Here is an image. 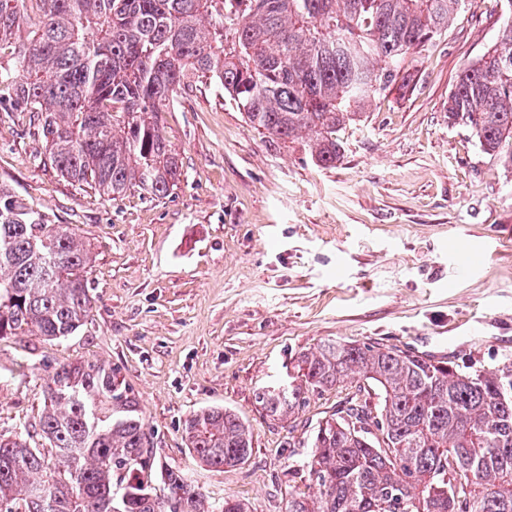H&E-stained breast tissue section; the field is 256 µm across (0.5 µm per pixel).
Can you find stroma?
<instances>
[{
    "mask_svg": "<svg viewBox=\"0 0 512 512\" xmlns=\"http://www.w3.org/2000/svg\"><path fill=\"white\" fill-rule=\"evenodd\" d=\"M19 10L0 70H16L39 23L34 0ZM511 16L506 0H464L409 62L410 88L373 100L343 132L332 168L194 80L161 114L183 165L162 199L71 185L43 163L31 113L0 105V186L70 225L93 256V308L75 336L0 339V434L34 431L53 369L95 358L138 399L158 469L186 472L209 503L285 512L310 484V430L346 396L331 389L269 417L255 394L286 382L299 353L341 340L512 363V171L445 110L459 70ZM211 407L250 426L246 463L211 468L190 454L184 422Z\"/></svg>",
    "mask_w": 512,
    "mask_h": 512,
    "instance_id": "1",
    "label": "stroma"
}]
</instances>
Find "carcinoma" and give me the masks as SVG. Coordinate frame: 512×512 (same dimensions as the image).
Wrapping results in <instances>:
<instances>
[{
    "label": "carcinoma",
    "instance_id": "cac0c4a2",
    "mask_svg": "<svg viewBox=\"0 0 512 512\" xmlns=\"http://www.w3.org/2000/svg\"><path fill=\"white\" fill-rule=\"evenodd\" d=\"M20 0H0V42ZM463 0H36L40 31L0 103L30 112L45 160L78 187L117 198L165 197L180 180L160 108L208 75L266 137L303 143L329 168L341 133L392 85L407 57L448 30ZM448 120L512 170V22L464 65ZM0 187V339H65L92 309L90 245L67 224L29 219ZM288 383L257 391L272 417L357 378V392L309 435L315 494L287 512H512V365H453L396 346L328 342L295 359ZM374 394L373 404L364 396ZM38 432L0 435V512H249L226 499L204 509L185 473L152 486L145 420L117 369L60 366L41 394ZM43 444H37L33 436ZM187 448L212 468L236 467L253 433L210 408L185 424Z\"/></svg>",
    "mask_w": 512,
    "mask_h": 512
}]
</instances>
